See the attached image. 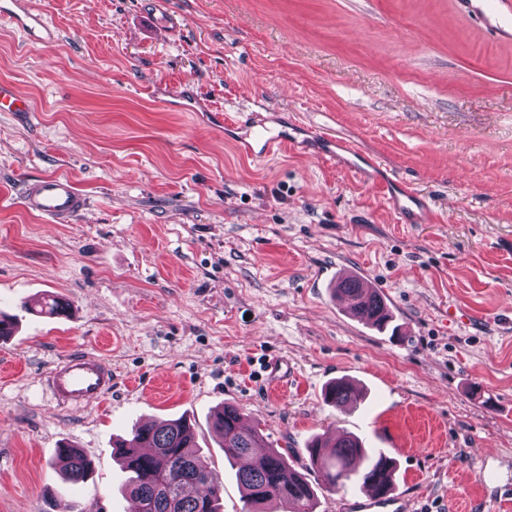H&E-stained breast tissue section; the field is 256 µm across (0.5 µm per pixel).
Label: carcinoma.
I'll use <instances>...</instances> for the list:
<instances>
[{"instance_id": "obj_1", "label": "carcinoma", "mask_w": 512, "mask_h": 512, "mask_svg": "<svg viewBox=\"0 0 512 512\" xmlns=\"http://www.w3.org/2000/svg\"><path fill=\"white\" fill-rule=\"evenodd\" d=\"M335 292L340 298L349 295L356 300L351 309L356 319L378 329L392 321L380 293L366 291L359 280L347 279ZM353 391L352 383L338 380L325 390L324 399L338 408L353 398ZM240 420L239 411L227 405L217 412L213 429L221 438L228 463L248 459L236 473L248 512H274L272 505H280L286 512H315V491L290 456L273 448L253 456V450L262 447L264 437L255 428H241ZM305 451L312 464L325 468L324 481L334 491L346 488L350 482L373 485L382 492L391 487L385 477L389 460L381 452L365 448L354 435L316 437ZM113 453L126 473L123 490L138 502L139 512H220L224 483L204 463L194 428L187 420L137 426L130 438L115 444ZM57 460L62 463L66 483L76 486L87 479L90 463L79 450L72 448Z\"/></svg>"}]
</instances>
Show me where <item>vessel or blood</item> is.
Returning <instances> with one entry per match:
<instances>
[{
	"mask_svg": "<svg viewBox=\"0 0 512 512\" xmlns=\"http://www.w3.org/2000/svg\"><path fill=\"white\" fill-rule=\"evenodd\" d=\"M504 3L505 0H479L477 7L490 27L502 31L512 28V11H504ZM0 18L8 21L30 42L49 44L57 39L56 30L35 0H0ZM31 109L28 100L18 97L9 85L0 84V112H28ZM238 124L250 131L244 146L246 155L251 158L266 159L281 143L279 137L266 135L255 126L251 115L241 114ZM389 194V202L400 222H408L421 208L414 192L406 189L401 181H391ZM22 204L49 223L67 224L87 209L88 200L69 177L57 175L27 182L22 192ZM45 386L59 406L72 409L94 406L112 390V367L104 357L75 351L50 368ZM338 508L340 512H407L401 496L375 488L342 497Z\"/></svg>",
	"mask_w": 512,
	"mask_h": 512,
	"instance_id": "1",
	"label": "vessel or blood"
}]
</instances>
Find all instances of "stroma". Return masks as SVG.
<instances>
[{"instance_id":"1","label":"stroma","mask_w":512,"mask_h":512,"mask_svg":"<svg viewBox=\"0 0 512 512\" xmlns=\"http://www.w3.org/2000/svg\"><path fill=\"white\" fill-rule=\"evenodd\" d=\"M58 28L33 45L0 21V82L29 112H0V512H134L112 448L134 425L190 419L243 492L212 428L236 405L266 445L295 449L317 512H335L303 450L347 432L396 460L414 512H512V37L461 0H35ZM187 87L177 112L155 86ZM298 121L353 146L420 194L435 219L397 223L377 185L315 154L253 162L206 111ZM70 177L89 208L49 224L26 181ZM368 277L398 334L352 318L332 275ZM68 315L37 313L47 296ZM72 350L105 356L101 407L42 389ZM287 361L271 382L264 365ZM362 391L336 408L321 390ZM92 474L67 488L60 443Z\"/></svg>"}]
</instances>
